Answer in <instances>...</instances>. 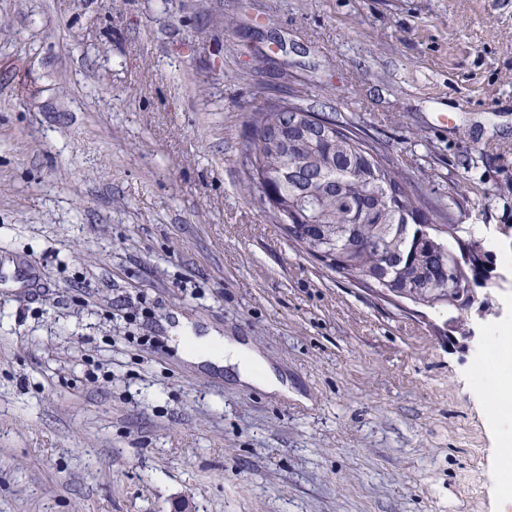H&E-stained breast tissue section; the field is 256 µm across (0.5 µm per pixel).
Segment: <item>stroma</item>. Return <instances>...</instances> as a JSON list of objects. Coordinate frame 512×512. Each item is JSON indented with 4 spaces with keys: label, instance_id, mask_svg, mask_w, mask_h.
Listing matches in <instances>:
<instances>
[{
    "label": "stroma",
    "instance_id": "1",
    "mask_svg": "<svg viewBox=\"0 0 512 512\" xmlns=\"http://www.w3.org/2000/svg\"><path fill=\"white\" fill-rule=\"evenodd\" d=\"M273 86L512 224V0H0V512H499L471 372L512 286L467 336L293 247L238 153ZM176 334L173 337L187 361L223 367L242 384L258 386L269 393L288 394V387L278 380L262 356L241 340L214 334L194 336L186 326Z\"/></svg>",
    "mask_w": 512,
    "mask_h": 512
}]
</instances>
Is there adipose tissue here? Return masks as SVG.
<instances>
[{
    "instance_id": "1",
    "label": "adipose tissue",
    "mask_w": 512,
    "mask_h": 512,
    "mask_svg": "<svg viewBox=\"0 0 512 512\" xmlns=\"http://www.w3.org/2000/svg\"><path fill=\"white\" fill-rule=\"evenodd\" d=\"M176 339L182 357L191 363L226 368L241 383L270 393L288 392L262 356L241 340L214 334L196 336L186 326L178 329ZM479 393L497 436L495 478L503 506L512 512V381L496 377L492 385L480 387Z\"/></svg>"
}]
</instances>
